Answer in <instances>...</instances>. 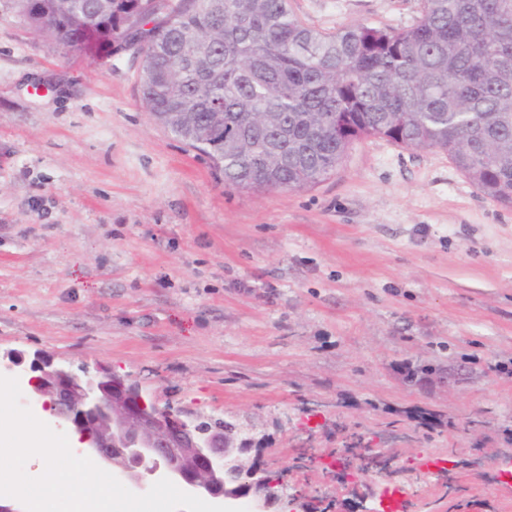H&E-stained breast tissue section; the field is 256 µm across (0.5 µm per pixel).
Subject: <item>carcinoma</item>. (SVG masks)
Instances as JSON below:
<instances>
[{
  "instance_id": "obj_1",
  "label": "carcinoma",
  "mask_w": 512,
  "mask_h": 512,
  "mask_svg": "<svg viewBox=\"0 0 512 512\" xmlns=\"http://www.w3.org/2000/svg\"><path fill=\"white\" fill-rule=\"evenodd\" d=\"M73 52L141 29V101L224 183L304 191L380 137L512 208V0H420L409 27L309 26L289 0H12Z\"/></svg>"
}]
</instances>
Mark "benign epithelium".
<instances>
[{
  "mask_svg": "<svg viewBox=\"0 0 512 512\" xmlns=\"http://www.w3.org/2000/svg\"><path fill=\"white\" fill-rule=\"evenodd\" d=\"M3 369L28 377L32 403L79 435L84 451L97 457L131 489L146 477L168 478L196 496L248 512H276L283 504L278 483L249 456L251 438L220 421L190 420L173 407L144 398L138 385L113 370L79 375L45 352L6 354Z\"/></svg>",
  "mask_w": 512,
  "mask_h": 512,
  "instance_id": "obj_1",
  "label": "benign epithelium"
}]
</instances>
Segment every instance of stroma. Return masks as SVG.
<instances>
[{
    "label": "stroma",
    "instance_id": "35a3bbf8",
    "mask_svg": "<svg viewBox=\"0 0 512 512\" xmlns=\"http://www.w3.org/2000/svg\"><path fill=\"white\" fill-rule=\"evenodd\" d=\"M290 6L322 30L403 28L419 0ZM141 67L71 52L0 0V351L236 421L294 512H496L512 208L382 138L307 191L225 185L142 107ZM355 437L386 468L345 456Z\"/></svg>",
    "mask_w": 512,
    "mask_h": 512
}]
</instances>
